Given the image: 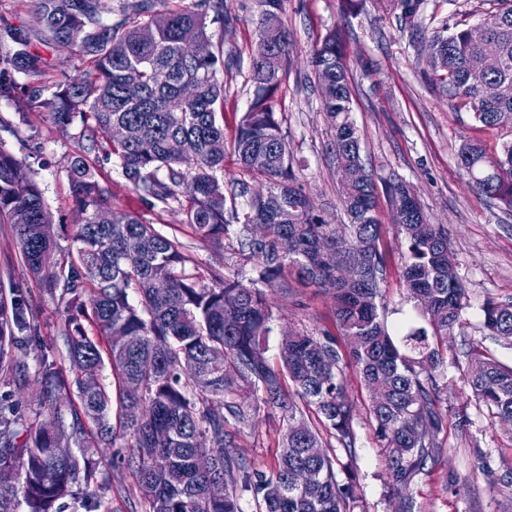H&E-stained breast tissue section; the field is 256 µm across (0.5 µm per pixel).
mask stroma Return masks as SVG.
<instances>
[{
  "instance_id": "1",
  "label": "stroma",
  "mask_w": 512,
  "mask_h": 512,
  "mask_svg": "<svg viewBox=\"0 0 512 512\" xmlns=\"http://www.w3.org/2000/svg\"><path fill=\"white\" fill-rule=\"evenodd\" d=\"M497 6L498 0H427L425 26L431 31L473 27ZM224 8L236 18L233 28L213 19L209 30L214 41L223 42L225 53L240 61L232 72L218 75L225 89L224 132L230 137L253 95L249 65L257 12L255 0H224ZM283 20L290 46L289 65L279 88V121L299 183L329 223H346L339 200L340 174L330 153L332 131L321 110L310 63L313 47L336 29L352 60L353 118L363 162L377 192H384L389 181L403 180L414 188L432 222L448 227L469 300L463 323L450 340L454 351L478 343L501 363L512 365V347L486 338L481 312L487 299L512 300V212L489 203L457 161L464 142H479L494 154L503 142L512 140V130L480 129L468 112L455 110L423 75L428 44L410 45L394 13L379 0H364L356 11L347 9L342 0H286ZM4 26L28 27L32 47L43 61L37 73H11L18 94L34 86L51 87L66 72H88V62L75 48L48 41L34 27L30 0H0V28ZM0 119L12 126L11 131L0 130V150L21 161L36 180L52 215V231L60 247L68 248L71 241L62 228L76 223L77 216L66 166L82 140L81 124L59 131L46 108L20 109L16 96L0 97ZM98 166L112 184L116 205L176 232L200 268L222 262V255L197 238L181 212L149 211L123 177L117 158L99 160ZM379 218L388 253L382 303L388 326L394 329L414 319L415 311L402 278L397 228L387 201L379 203ZM20 255L10 225L0 224V284L23 289L40 311L44 342L28 354L27 364L34 371L44 360L65 363L63 318L22 265ZM273 303L279 329L315 336L336 334L333 301L318 289L280 291ZM464 370V362L449 361L447 428L440 436L439 456L410 485L414 512H512V426L503 424L472 396L463 381ZM345 378L357 405L356 458L352 472L340 470L336 477L342 482L355 476L360 512H398L399 500L385 483L386 454L367 413L368 393L355 370L346 369ZM282 435L279 414L271 412L255 433L238 436V451L258 466H271ZM99 462L101 476L112 489L114 512H143L128 471L114 466L108 454Z\"/></svg>"
}]
</instances>
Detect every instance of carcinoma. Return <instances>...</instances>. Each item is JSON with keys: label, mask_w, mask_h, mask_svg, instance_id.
I'll list each match as a JSON object with an SVG mask.
<instances>
[{"label": "carcinoma", "mask_w": 512, "mask_h": 512, "mask_svg": "<svg viewBox=\"0 0 512 512\" xmlns=\"http://www.w3.org/2000/svg\"><path fill=\"white\" fill-rule=\"evenodd\" d=\"M35 22L54 43L86 31L77 51L93 63L37 89L25 106L49 110L52 124L83 126L67 171L81 223L72 225L75 250L44 233L51 223L38 184L22 163L0 151V223L9 224L21 260L64 316L68 365L43 363L32 375L25 358L42 346L34 305L20 289H0V512H64L65 501L85 512H114L98 456L120 445L117 463L133 478L145 512H243L244 494L256 512H355L353 480L336 479L338 459L323 436L355 457L357 414L345 383L352 367L370 393L369 416L387 448V481L402 496L413 475L438 455L448 384V337L468 307L448 229L433 224L415 193L397 179L388 185L392 221L404 258V281L422 321L400 341L388 332L380 305L387 253L377 216V193L365 171L352 118L349 64L343 38L330 32L311 57L331 153L341 173L347 224L329 223L297 182L281 134L277 95L286 73L285 0H256L257 39L251 61L255 90L232 140L224 135V86L217 73L238 65L214 43L207 13L186 5L157 9L133 0L112 20V0H31ZM397 11L401 31L428 41L426 67L448 100L487 128H512V0L484 15L497 63L485 67L483 44L470 28L427 35L426 0H382ZM281 29L275 45L266 27ZM13 51L0 60V97L14 93L10 71L35 70L27 29L4 27L0 42ZM485 69L486 86L468 81ZM136 137L112 139V127ZM232 150L244 170L264 178L266 194L250 183L224 188L218 173ZM116 156L124 178L151 210H180L203 242L223 250L224 264L202 274L177 234L120 210L110 181L90 159ZM460 167L491 202L512 211V141L489 156L464 145ZM251 265L244 284L225 273ZM294 278L331 295L347 353L328 333L283 334L268 355L275 330L271 296ZM486 337L512 342V301L482 306ZM464 382L503 421L512 420V366L478 347L463 352ZM107 367L111 381L88 386L85 371ZM38 386L39 409L21 413L14 391ZM313 408L317 422L306 409ZM281 412L286 430L268 469L237 452L236 437L254 430L260 413ZM215 483L224 496L211 495Z\"/></svg>", "instance_id": "cac0c4a2"}]
</instances>
